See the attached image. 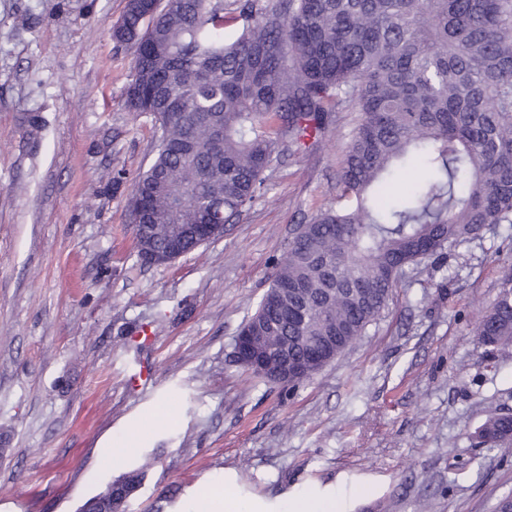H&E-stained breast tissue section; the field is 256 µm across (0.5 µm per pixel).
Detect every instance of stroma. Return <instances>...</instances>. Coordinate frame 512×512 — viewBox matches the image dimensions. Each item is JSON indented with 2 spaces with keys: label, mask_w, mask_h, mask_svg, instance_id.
<instances>
[{
  "label": "stroma",
  "mask_w": 512,
  "mask_h": 512,
  "mask_svg": "<svg viewBox=\"0 0 512 512\" xmlns=\"http://www.w3.org/2000/svg\"><path fill=\"white\" fill-rule=\"evenodd\" d=\"M126 6L0 0V512H76L131 440L125 468L146 476L125 512H187L228 472L264 499L333 489L344 512H494L512 448L471 437L512 410V350L487 354L474 326L512 267V224L423 264L313 378L266 382L235 339L296 225L335 204L353 116L281 152L221 237L144 265L128 206L155 124L125 103Z\"/></svg>",
  "instance_id": "1"
}]
</instances>
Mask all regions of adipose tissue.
Here are the masks:
<instances>
[{
    "instance_id": "obj_1",
    "label": "adipose tissue",
    "mask_w": 512,
    "mask_h": 512,
    "mask_svg": "<svg viewBox=\"0 0 512 512\" xmlns=\"http://www.w3.org/2000/svg\"><path fill=\"white\" fill-rule=\"evenodd\" d=\"M233 475H225L222 482H206L198 486L194 498V512H343L335 495L301 491L283 494L267 501L253 499L234 490Z\"/></svg>"
}]
</instances>
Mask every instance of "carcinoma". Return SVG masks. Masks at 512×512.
<instances>
[{
    "label": "carcinoma",
    "mask_w": 512,
    "mask_h": 512,
    "mask_svg": "<svg viewBox=\"0 0 512 512\" xmlns=\"http://www.w3.org/2000/svg\"><path fill=\"white\" fill-rule=\"evenodd\" d=\"M112 36L133 50L131 112L154 115L151 165L130 219L163 259L176 224H231L264 194L278 143L298 151L331 112H354L336 206L298 225L241 331L323 368L364 336L409 270L490 224H512V0H149ZM240 23L228 42V20ZM427 177L403 189L397 171ZM512 271L475 336L512 350ZM473 440L512 447V413ZM143 472L110 480L85 512H121Z\"/></svg>",
    "instance_id": "carcinoma-1"
}]
</instances>
